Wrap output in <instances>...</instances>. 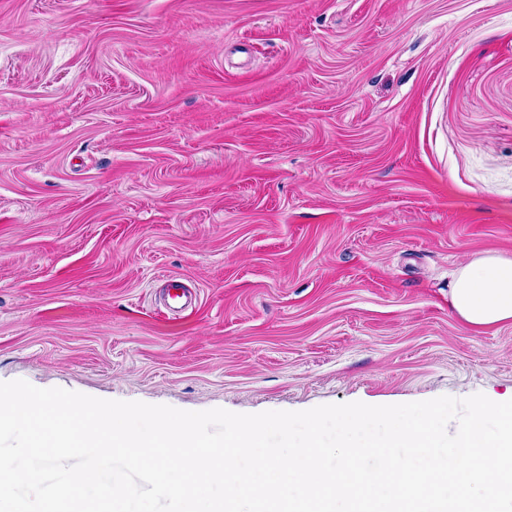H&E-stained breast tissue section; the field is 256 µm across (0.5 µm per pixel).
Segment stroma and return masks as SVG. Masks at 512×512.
<instances>
[{"instance_id":"35a3bbf8","label":"stroma","mask_w":512,"mask_h":512,"mask_svg":"<svg viewBox=\"0 0 512 512\" xmlns=\"http://www.w3.org/2000/svg\"><path fill=\"white\" fill-rule=\"evenodd\" d=\"M485 253L512 258V0H0V381L507 397L512 324L448 307Z\"/></svg>"}]
</instances>
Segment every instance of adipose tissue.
I'll use <instances>...</instances> for the list:
<instances>
[{"label": "adipose tissue", "instance_id": "obj_1", "mask_svg": "<svg viewBox=\"0 0 512 512\" xmlns=\"http://www.w3.org/2000/svg\"><path fill=\"white\" fill-rule=\"evenodd\" d=\"M448 306L476 333L512 323V258L489 253L463 265L448 291Z\"/></svg>", "mask_w": 512, "mask_h": 512}]
</instances>
